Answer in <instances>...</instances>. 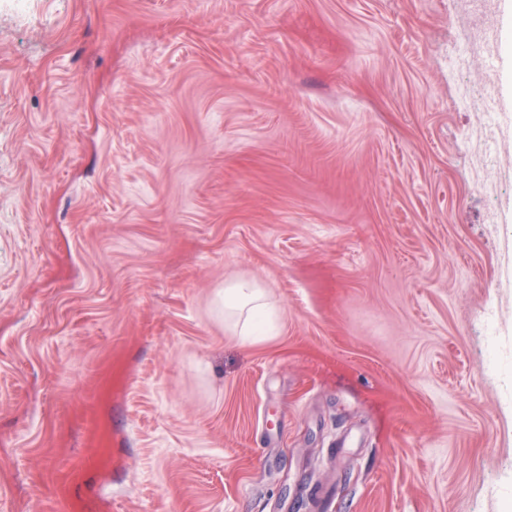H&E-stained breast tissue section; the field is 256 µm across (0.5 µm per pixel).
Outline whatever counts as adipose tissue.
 <instances>
[{"label":"adipose tissue","mask_w":512,"mask_h":512,"mask_svg":"<svg viewBox=\"0 0 512 512\" xmlns=\"http://www.w3.org/2000/svg\"><path fill=\"white\" fill-rule=\"evenodd\" d=\"M218 310L224 326L243 340H265L277 309L258 281L240 279L229 282L219 294Z\"/></svg>","instance_id":"adipose-tissue-1"}]
</instances>
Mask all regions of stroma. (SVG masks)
I'll use <instances>...</instances> for the list:
<instances>
[{
	"mask_svg": "<svg viewBox=\"0 0 512 512\" xmlns=\"http://www.w3.org/2000/svg\"><path fill=\"white\" fill-rule=\"evenodd\" d=\"M507 41L502 0H0V512H512ZM218 310L224 327L251 343L266 339L269 323L277 316L266 289L256 280L240 279L224 285Z\"/></svg>",
	"mask_w": 512,
	"mask_h": 512,
	"instance_id": "1",
	"label": "stroma"
}]
</instances>
